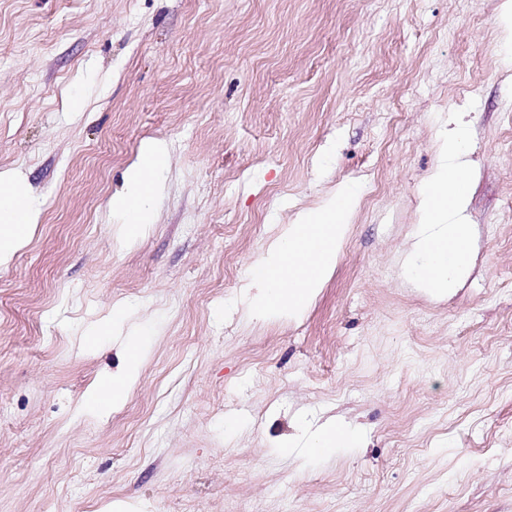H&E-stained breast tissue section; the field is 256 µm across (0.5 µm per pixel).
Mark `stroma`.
I'll return each instance as SVG.
<instances>
[{"instance_id": "stroma-1", "label": "stroma", "mask_w": 512, "mask_h": 512, "mask_svg": "<svg viewBox=\"0 0 512 512\" xmlns=\"http://www.w3.org/2000/svg\"><path fill=\"white\" fill-rule=\"evenodd\" d=\"M512 0H0V170L39 216L0 267V512H512ZM458 128L474 262L403 273ZM167 143L117 237L124 173ZM361 195L331 278L253 316L300 211ZM150 354L125 402L84 410ZM357 446L303 456L328 419ZM294 438L293 448L281 440ZM167 146L162 141L151 142L127 169L128 193L113 202L126 215L121 224L120 235L128 243L136 241L148 224V213L144 202L161 190L157 176L166 167ZM143 360V345H139L137 340L127 343L123 370L112 376V381L94 387L86 396L83 407L99 410L107 406L117 407L123 404L139 378Z\"/></svg>"}]
</instances>
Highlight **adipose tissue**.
<instances>
[{"instance_id":"ef3b65f1","label":"adipose tissue","mask_w":512,"mask_h":512,"mask_svg":"<svg viewBox=\"0 0 512 512\" xmlns=\"http://www.w3.org/2000/svg\"><path fill=\"white\" fill-rule=\"evenodd\" d=\"M458 140L457 131L449 130L442 144L446 162L428 178L421 201L423 230L414 244L420 260L409 267L419 287L436 295L448 293L470 255ZM167 157L166 144L154 141L127 170L128 193L114 202L126 215L120 227L126 242L136 241L148 222L144 202L160 191L157 176ZM21 183L15 172L0 171V267L8 265L14 253L27 244L37 224L36 212L27 207L20 191ZM358 201L355 186L341 185L320 206L300 212L294 224L282 229L251 269L254 312L290 316L317 296L336 269ZM143 360L142 345L127 343L123 370L111 381L94 387L85 399L86 407L99 410L123 404L139 378ZM359 442L356 430L332 422L310 434L307 450L313 455H329Z\"/></svg>"}]
</instances>
